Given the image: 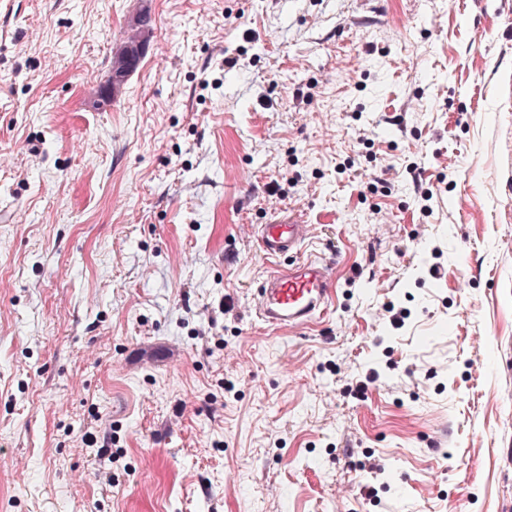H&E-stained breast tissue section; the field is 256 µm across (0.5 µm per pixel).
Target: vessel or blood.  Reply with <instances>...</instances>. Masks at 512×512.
Listing matches in <instances>:
<instances>
[{"label": "vessel or blood", "mask_w": 512, "mask_h": 512, "mask_svg": "<svg viewBox=\"0 0 512 512\" xmlns=\"http://www.w3.org/2000/svg\"><path fill=\"white\" fill-rule=\"evenodd\" d=\"M257 237L263 254L270 259H287L276 265L253 290L255 312L268 326L282 329L303 326L324 316L335 300L331 270L317 256H302L309 237L304 220L274 218L259 225Z\"/></svg>", "instance_id": "vessel-or-blood-1"}]
</instances>
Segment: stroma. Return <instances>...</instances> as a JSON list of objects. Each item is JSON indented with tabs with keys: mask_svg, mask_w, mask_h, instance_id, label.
<instances>
[{
	"mask_svg": "<svg viewBox=\"0 0 512 512\" xmlns=\"http://www.w3.org/2000/svg\"><path fill=\"white\" fill-rule=\"evenodd\" d=\"M140 6L0 0V512H512V0ZM145 13L143 16H141ZM151 15L148 9L141 11L135 18L134 22L127 28L123 43L119 46L112 56V68L109 76V84L112 86L113 98L121 92L124 82L117 80L116 72L123 63V49L128 46H135L142 39L146 29V25H151ZM263 254L278 262L292 257L284 268L277 265L253 289L256 315L268 326H303L324 316L335 300L331 270L318 256H300L309 238V224L298 217L274 218L258 226Z\"/></svg>",
	"mask_w": 512,
	"mask_h": 512,
	"instance_id": "stroma-1",
	"label": "stroma"
}]
</instances>
